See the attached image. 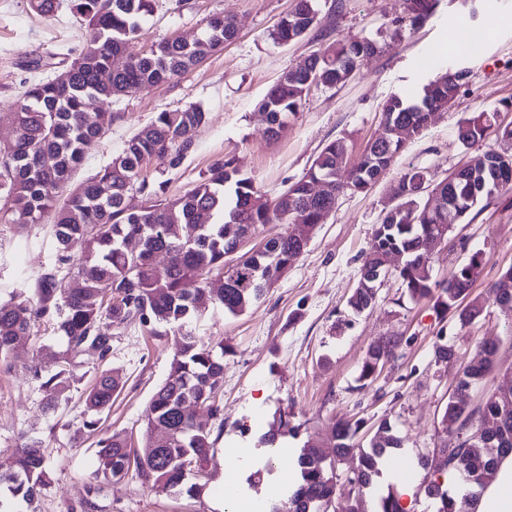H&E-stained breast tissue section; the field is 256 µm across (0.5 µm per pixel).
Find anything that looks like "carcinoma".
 <instances>
[{"mask_svg":"<svg viewBox=\"0 0 512 512\" xmlns=\"http://www.w3.org/2000/svg\"><path fill=\"white\" fill-rule=\"evenodd\" d=\"M154 0H70V10L85 24L88 36L81 52L62 69L61 77L38 80L23 93L11 140L0 144V224L24 228L52 219L54 258L35 283V294L22 288L9 292L0 302V358L10 352L15 340L29 333L37 320L52 322L63 340L56 353L58 370L42 373L36 362L25 366L39 382L44 407L56 412L68 401L83 359L97 367L94 383L84 392L83 403L89 419L83 429L99 430L102 415L110 410L112 397L125 386L114 370L105 368L112 354V338L118 331L136 324L151 336L172 337V357L166 379L155 389L149 403V438L143 449L132 448L127 433L112 431L96 442L98 468L88 483L93 494L100 480H118L133 471L144 484L158 493H192L199 485H185L188 476H199L215 440L212 430L198 420V411L219 421L224 430L220 395L224 387V340L204 339L195 333L194 323L209 309L236 315L259 302L265 287L284 273L288 261H297L308 243H298L284 233L267 240L265 250L242 254L231 265L224 257L235 252L238 240L254 234L267 224H290L297 218L310 226L314 235L326 216L309 202L311 183L331 177L334 189L362 193L392 165L403 142L392 134L390 125L404 121L411 136L420 135L434 110L447 106L466 84L468 71L457 69L438 75L423 87L420 97L407 102L397 96L383 106L384 134L365 147L349 171L348 181L338 180L345 166V147L328 143L306 174L283 192L284 200L268 209H253L251 200L260 196L252 179L243 177L230 160H217L190 190L175 200L163 199L164 183L153 185L141 176L143 164L155 159L174 169L194 144L205 112L190 106L177 112H160L148 126L132 134L122 151L103 169L72 190L63 203L59 193L72 172L112 126V113H101V121L85 119L84 107L93 97L101 100L128 95L170 81L236 35L230 18H212L202 37L194 42L164 39L149 52L130 56L129 43L137 38L143 19L152 13ZM405 20L413 28L423 26L436 12L439 0H406ZM36 13L46 20L56 16L58 0H31ZM318 24L315 0H298L273 31L281 44L301 40ZM377 51L367 39L341 40L309 56L307 64L284 74L268 91L263 109L268 130L279 134L286 128L288 114L297 111L312 88L335 87L353 79L362 62ZM512 142V128L496 124V113L478 112L460 122L457 140L467 146L490 133ZM488 175L495 183L477 192L466 177L468 169L439 182L460 224L483 200L512 189V154L497 150L484 153ZM49 161L44 166L42 159ZM427 177L423 170H410L394 184L393 191L405 195L408 210L397 216L383 215L377 225L374 244L358 268L357 285L347 308L362 313L377 302L373 287L377 256L398 250L406 261L397 277L409 298L426 301L440 318L452 315L460 326L473 323L481 313L477 300L469 299L482 264H462L456 274L463 283L441 285L433 280L431 256L423 243L438 223L426 211L421 195L415 193ZM139 194L143 201L131 203ZM163 256L166 262L158 264ZM402 342L381 338L363 358L357 382L363 389L377 378L379 367L396 357ZM478 359L461 377L467 393L449 398L440 419L442 432L457 438L458 455L467 475H472L512 457V445L492 453L485 442L470 441L478 432L485 413L499 418L512 435V403L495 394L486 398L479 411L469 408L470 391L478 387L496 366L498 347L482 342ZM360 422L336 421L325 437L309 434L296 458L295 482L288 493L274 499L268 512H329L336 497L335 462L355 460L351 470L353 497L345 512H364L363 493L380 477L383 458L401 447L392 425L382 420L377 431L384 442L355 441ZM298 436L290 425L288 412L278 409L270 429L258 437V446L278 448L279 440ZM39 437H23L0 460V512H13L24 502L29 512L48 483V467ZM335 449L336 461L322 452ZM467 493L456 498L448 487L430 480L425 494L433 512H476L485 487L467 482ZM378 512H406L397 495L390 491L378 502Z\"/></svg>","mask_w":512,"mask_h":512,"instance_id":"carcinoma-1","label":"carcinoma"}]
</instances>
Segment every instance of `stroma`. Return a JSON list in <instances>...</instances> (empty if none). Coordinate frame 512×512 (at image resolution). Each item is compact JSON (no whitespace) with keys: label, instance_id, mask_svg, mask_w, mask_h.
<instances>
[{"label":"stroma","instance_id":"stroma-1","mask_svg":"<svg viewBox=\"0 0 512 512\" xmlns=\"http://www.w3.org/2000/svg\"><path fill=\"white\" fill-rule=\"evenodd\" d=\"M294 5L295 0H154L153 13L128 47L130 54L163 39L195 40L218 15L235 20L237 35L172 81L98 101V108L111 112L112 126L87 155L74 182L109 163L157 113L197 105L207 119L192 149L178 168L146 167L148 179H163L166 198L175 199L214 161L229 159L272 200L303 177L329 142H343L348 163H355L367 143L382 133V108L391 96L417 95L447 66L466 68L467 83L420 135L407 140L368 192L340 193L298 263L259 303L238 315L211 311L197 322L199 336L223 339L232 349L224 359V432L209 456V477L199 495L159 494L132 474L101 482L96 494H87L96 455L91 437L80 432L82 405L74 399L59 413L45 412L38 382L22 368L35 359L43 372L55 371L61 338L46 323L33 335L20 337L9 364L0 365V457L9 453L19 434L43 438L50 483L38 512H228L224 484L230 478L240 503L265 512L279 473H272L263 486H249L247 478L268 461L255 441L279 407L304 433L325 432L338 418L362 420L357 440L363 445L378 422L389 419L404 445L387 466L398 472L409 469L413 484L403 506L406 512H432L418 457L441 445V414L459 373L480 341L498 345L497 368L470 394L476 408L512 371V316L487 299L490 285L512 267V191L478 205L464 223L454 225L431 259L433 277L441 281L451 278L472 253L482 252L483 272L471 295L482 299L484 307L473 324L463 328L454 319L439 320L430 304L412 301L394 276L380 288L372 311L355 317L351 325L340 322L362 256L373 244L381 217L394 205L393 184L414 168L441 181L494 147L491 135L466 147L459 144L457 125L472 113L495 112L501 124H512V0H475L471 5L441 0L435 16L416 29L402 21L405 0H318V26L301 41L277 43L271 34ZM464 28H485L489 34L478 50L439 54L440 42ZM85 35L69 0H60L49 23L37 16L30 0H0V135L11 132L26 88L53 76V63L76 57ZM362 36L376 41L379 49L359 74L340 88H313L289 115L283 135L270 138L260 105L273 83L334 41ZM36 59L42 66L34 70L30 64ZM53 254L51 224L21 232L0 224V299L12 288L34 285ZM382 336L401 338L399 356L371 386L358 389L360 363L369 345ZM442 340L454 355L448 364L438 365L434 347ZM170 357V337H150L135 326L115 336L110 366L126 384L102 418L104 431L126 430L136 446L145 444L148 403L167 376ZM234 451L246 454L248 461L231 476L225 460Z\"/></svg>","mask_w":512,"mask_h":512}]
</instances>
